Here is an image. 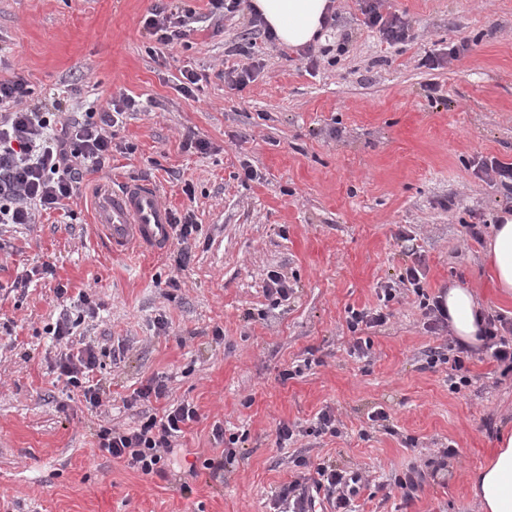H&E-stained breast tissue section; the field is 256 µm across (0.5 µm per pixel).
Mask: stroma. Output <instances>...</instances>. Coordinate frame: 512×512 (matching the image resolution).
Instances as JSON below:
<instances>
[{
  "label": "stroma",
  "mask_w": 512,
  "mask_h": 512,
  "mask_svg": "<svg viewBox=\"0 0 512 512\" xmlns=\"http://www.w3.org/2000/svg\"><path fill=\"white\" fill-rule=\"evenodd\" d=\"M156 2L0 0V79L24 76L62 112L138 103L71 217L0 227V497L10 512H274L306 459L361 473L359 512H479L470 477L512 430V376L486 347L460 351L398 284L414 266L428 296L460 285L512 320L485 251L512 199L478 168L512 162V0H383V14L409 26L394 45L365 25V0H335L314 65L268 40L250 11L212 19L209 0H166L196 21L182 43L162 45L143 27ZM461 43L457 60L423 66ZM242 67L253 72L245 86L225 80ZM186 70L199 77L190 96L179 88ZM190 130L207 152L185 146ZM103 178L116 190L153 184L174 215H192L201 231L187 268L112 253L92 222ZM45 264L54 279L16 287ZM273 271L287 297L269 293ZM387 285L398 293L385 305ZM59 286L71 303L85 292L94 301L61 340L48 332ZM352 308L388 319L353 331ZM88 345L99 358L94 409L59 370ZM461 374L468 384L453 390ZM153 379L199 413L177 442L176 472L220 455L214 425L239 437L223 480L201 471L184 494L174 477L99 451L100 427L162 414L166 402L130 400ZM325 411L338 434L318 433ZM283 421L294 435L281 444ZM415 469L424 482L402 489Z\"/></svg>",
  "instance_id": "obj_1"
}]
</instances>
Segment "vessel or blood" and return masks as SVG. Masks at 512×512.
Segmentation results:
<instances>
[{
	"mask_svg": "<svg viewBox=\"0 0 512 512\" xmlns=\"http://www.w3.org/2000/svg\"><path fill=\"white\" fill-rule=\"evenodd\" d=\"M172 220L161 191L149 184L116 190L107 182L99 185L94 196V222L116 255L166 251L173 241Z\"/></svg>",
	"mask_w": 512,
	"mask_h": 512,
	"instance_id": "vessel-or-blood-1",
	"label": "vessel or blood"
}]
</instances>
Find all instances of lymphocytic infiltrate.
I'll return each instance as SVG.
<instances>
[{"label":"lymphocytic infiltrate","mask_w":512,"mask_h":512,"mask_svg":"<svg viewBox=\"0 0 512 512\" xmlns=\"http://www.w3.org/2000/svg\"><path fill=\"white\" fill-rule=\"evenodd\" d=\"M194 21L192 10L169 13L154 6L144 28L163 45L185 38ZM33 90L21 76L0 79V224H32L42 213L62 209L76 196L87 173L100 170L112 152V127L135 102L109 103L107 109L90 106L83 118H62L48 107L34 104ZM94 348L61 358L59 369L68 385L79 389L87 405L101 403L99 388L84 380L98 366ZM194 405H170L163 416H142L134 428H100L99 449L146 477L168 475L175 441L185 426L197 421ZM304 482L285 486L277 512H307L314 499L326 500L334 512H355L353 498L361 477L322 463H307Z\"/></svg>","instance_id":"f902f5d3"}]
</instances>
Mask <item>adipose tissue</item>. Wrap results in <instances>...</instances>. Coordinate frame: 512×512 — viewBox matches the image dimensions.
Masks as SVG:
<instances>
[{
  "mask_svg": "<svg viewBox=\"0 0 512 512\" xmlns=\"http://www.w3.org/2000/svg\"><path fill=\"white\" fill-rule=\"evenodd\" d=\"M332 0H251L266 28L277 41L292 48H306L326 37L324 19L330 16ZM497 288L512 294V216H505L487 243ZM441 301L455 341L466 347L480 345L483 309L470 289L449 287ZM481 512H512V432H503L498 450L489 464L471 477Z\"/></svg>",
  "mask_w": 512,
  "mask_h": 512,
  "instance_id": "1",
  "label": "adipose tissue"
}]
</instances>
